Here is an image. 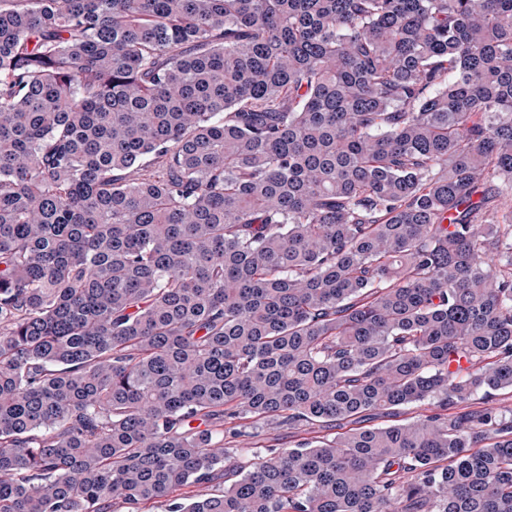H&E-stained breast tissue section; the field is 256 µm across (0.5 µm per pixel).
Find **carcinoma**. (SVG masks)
I'll use <instances>...</instances> for the list:
<instances>
[{
	"mask_svg": "<svg viewBox=\"0 0 512 512\" xmlns=\"http://www.w3.org/2000/svg\"><path fill=\"white\" fill-rule=\"evenodd\" d=\"M505 389L512 0L0 5V512H512ZM432 402H421V403H413L404 407H401L396 413L394 414H387V413H378L373 414L369 413L366 414L365 417L362 418L361 424L364 427H384L391 424H399V423H406L413 420H416L417 418L430 414L431 411L434 409V405L431 404ZM326 431L318 428L309 430L290 429L288 426L264 425L259 426L256 445L251 448H293L304 441H315L316 438H322ZM253 455L254 454L251 451L234 450L230 453L229 458L224 461V476H221L220 473V476H218V478L211 484L183 488L177 493L187 496L216 493L223 489L224 486H229L239 478L238 474L241 471L240 467H248L251 465V463L255 461Z\"/></svg>",
	"mask_w": 512,
	"mask_h": 512,
	"instance_id": "carcinoma-1",
	"label": "carcinoma"
}]
</instances>
